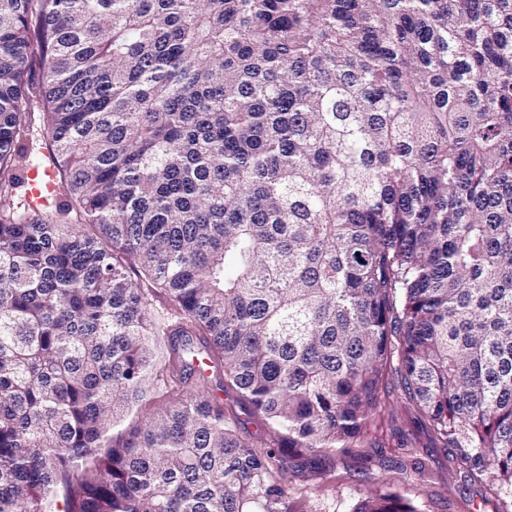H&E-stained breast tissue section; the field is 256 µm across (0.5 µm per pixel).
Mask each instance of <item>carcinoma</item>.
Listing matches in <instances>:
<instances>
[{
    "instance_id": "carcinoma-1",
    "label": "carcinoma",
    "mask_w": 512,
    "mask_h": 512,
    "mask_svg": "<svg viewBox=\"0 0 512 512\" xmlns=\"http://www.w3.org/2000/svg\"><path fill=\"white\" fill-rule=\"evenodd\" d=\"M393 373L509 512L512 0H0V512H310ZM224 398V406H232L235 412L243 421V425L240 430V436L243 439L256 441V437L259 435L260 427L259 423L255 421L245 410V406L235 402V394L220 395Z\"/></svg>"
}]
</instances>
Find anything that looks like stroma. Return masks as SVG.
<instances>
[{"label":"stroma","mask_w":512,"mask_h":512,"mask_svg":"<svg viewBox=\"0 0 512 512\" xmlns=\"http://www.w3.org/2000/svg\"><path fill=\"white\" fill-rule=\"evenodd\" d=\"M416 417L412 403L404 397H395L391 411L372 417L362 441L373 449L387 452L400 440H408L436 473L433 482L419 485L410 475L396 469L376 467L372 468L369 478L360 481L353 475L360 467L359 460L340 455L323 479L304 483L293 477L290 485L302 487L303 498L312 512H352L367 489L382 486L397 492L420 512H497V498L487 493L482 485L461 480L451 469L447 449L433 447Z\"/></svg>","instance_id":"obj_1"}]
</instances>
